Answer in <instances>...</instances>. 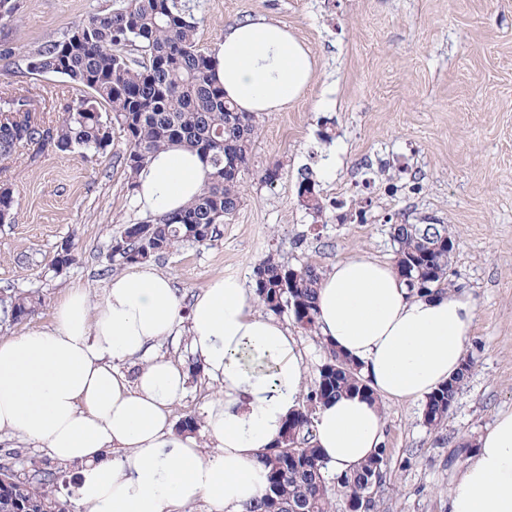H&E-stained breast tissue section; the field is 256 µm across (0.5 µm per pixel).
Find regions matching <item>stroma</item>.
Here are the masks:
<instances>
[{"instance_id": "35a3bbf8", "label": "stroma", "mask_w": 512, "mask_h": 512, "mask_svg": "<svg viewBox=\"0 0 512 512\" xmlns=\"http://www.w3.org/2000/svg\"><path fill=\"white\" fill-rule=\"evenodd\" d=\"M0 36L16 49L0 61V91L34 88L37 120L55 126L81 98L65 78L34 74L28 57L92 13L122 0H18ZM197 40L211 51L232 24L266 17L286 26L316 61L313 80L283 110L258 115L251 164L236 213L214 241L185 242L155 259L183 307L216 277L253 287L267 255L289 266L363 252L394 262L392 224H444L456 241L449 270L474 304L466 345L471 371L444 424L427 426L421 401L383 404L387 450L374 512H448V491L500 414L512 412V0H199ZM334 139L322 141L323 127ZM129 142L114 131L106 154L32 144L0 158V183L15 190V215L0 224V291H37L35 316L0 326V340L49 325L67 286L98 298L111 276L112 240L148 220L115 161ZM278 167L274 183L261 179ZM309 172L327 208L321 222L300 206ZM68 247L71 264L52 262ZM211 383L189 377L173 421L204 427Z\"/></svg>"}]
</instances>
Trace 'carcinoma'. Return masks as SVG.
Here are the masks:
<instances>
[{
	"instance_id": "carcinoma-1",
	"label": "carcinoma",
	"mask_w": 512,
	"mask_h": 512,
	"mask_svg": "<svg viewBox=\"0 0 512 512\" xmlns=\"http://www.w3.org/2000/svg\"><path fill=\"white\" fill-rule=\"evenodd\" d=\"M196 5L188 0H124L117 9L99 11L76 23L60 39L40 46L29 56L37 74L60 75L87 89V96L66 106L62 121L45 129L32 116L31 92L14 89L0 95V158L18 148L43 141L62 152L106 151L112 125L128 136L129 151L119 160L126 188L134 193L138 170L156 152L183 147L197 153L211 168L202 192L183 209L125 226L113 239L111 267L147 262L172 251L185 241L210 242L216 226L232 215L241 201V180L248 169L257 134L255 115L238 111L224 97V87L214 77L212 54L197 46ZM141 54L135 61L128 49ZM109 107L104 114L99 106ZM313 195L311 215L322 216L325 204L309 174L301 177L298 197ZM15 206L11 186L0 184V218L10 221ZM437 224H395V265L412 273L423 271L427 293L451 287L448 242L435 238ZM317 268L307 264L293 275L290 266L272 255L253 270L256 295L262 307L274 314L289 313L308 332L317 331ZM41 298L33 292L0 298V321L20 323L35 315ZM328 356L318 367L306 405L296 412L298 430L283 432L281 448L269 451L264 464L267 486L248 512H290L289 505L303 496L308 512H331L327 494L329 471L314 445L313 423L318 397L333 399L343 393L377 399L364 392L367 381L354 362L326 346ZM466 375L457 373L426 401L425 422L439 427L448 417V401L456 397ZM302 449L301 459L288 455L290 447ZM385 448L361 468L334 477L347 500L373 512L372 464L383 459ZM57 472L34 462L18 477L0 480V512H71V504L56 494Z\"/></svg>"
}]
</instances>
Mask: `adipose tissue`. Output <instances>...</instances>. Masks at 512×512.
Segmentation results:
<instances>
[{
    "label": "adipose tissue",
    "mask_w": 512,
    "mask_h": 512,
    "mask_svg": "<svg viewBox=\"0 0 512 512\" xmlns=\"http://www.w3.org/2000/svg\"><path fill=\"white\" fill-rule=\"evenodd\" d=\"M308 48L266 18L230 26L214 52L215 77L240 111L277 112L310 84ZM210 169L186 149L155 153L138 172L134 198L153 215L190 203ZM233 275L213 279L189 312L171 278L139 263L107 282L97 302L71 284L51 325L0 340V437L46 448L82 468L84 512H243L266 487L260 458L301 405L303 356L288 327L261 313ZM318 332L361 367L376 400L342 395L320 404L315 444L334 472L352 471L381 447L383 403L424 400L464 361L474 306L462 294L420 295L387 262L356 254L322 274ZM188 323L195 358L215 386L206 408L208 448L180 432L171 407L188 376L155 354ZM251 347L272 375L243 366ZM132 362V372L120 370ZM448 512H512V413L500 415L448 495Z\"/></svg>",
    "instance_id": "1"
}]
</instances>
